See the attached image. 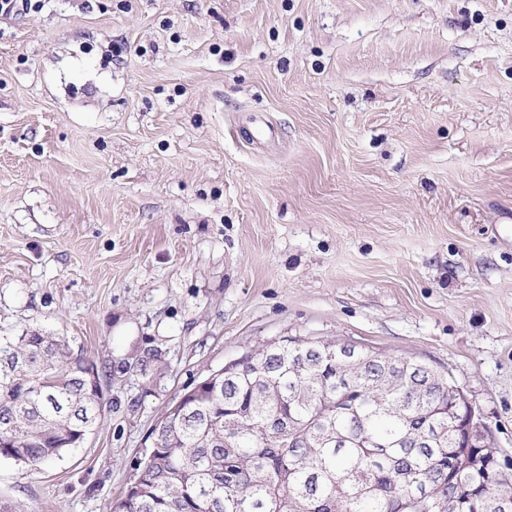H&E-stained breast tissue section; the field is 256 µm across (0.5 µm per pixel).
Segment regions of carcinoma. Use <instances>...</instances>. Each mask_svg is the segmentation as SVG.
Listing matches in <instances>:
<instances>
[{"label":"carcinoma","instance_id":"cac0c4a2","mask_svg":"<svg viewBox=\"0 0 512 512\" xmlns=\"http://www.w3.org/2000/svg\"><path fill=\"white\" fill-rule=\"evenodd\" d=\"M328 341L290 336L181 396L123 499L109 512H480L485 476L452 470L458 410L426 363L343 361ZM0 458L48 466L98 422L94 364L40 328L0 336Z\"/></svg>","mask_w":512,"mask_h":512}]
</instances>
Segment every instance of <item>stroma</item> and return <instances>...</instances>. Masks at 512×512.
Wrapping results in <instances>:
<instances>
[{
    "instance_id": "obj_1",
    "label": "stroma",
    "mask_w": 512,
    "mask_h": 512,
    "mask_svg": "<svg viewBox=\"0 0 512 512\" xmlns=\"http://www.w3.org/2000/svg\"><path fill=\"white\" fill-rule=\"evenodd\" d=\"M100 424L0 512H107L181 394L283 336L415 358L512 461V0H42L0 16V336Z\"/></svg>"
}]
</instances>
